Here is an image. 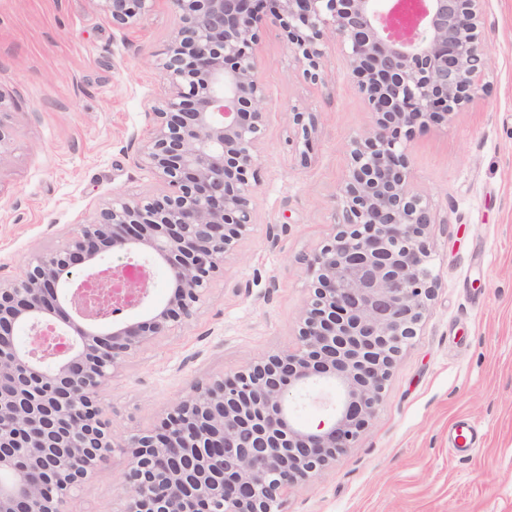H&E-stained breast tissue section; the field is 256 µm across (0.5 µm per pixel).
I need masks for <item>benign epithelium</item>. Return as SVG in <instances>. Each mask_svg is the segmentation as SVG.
I'll return each mask as SVG.
<instances>
[{"label":"benign epithelium","mask_w":512,"mask_h":512,"mask_svg":"<svg viewBox=\"0 0 512 512\" xmlns=\"http://www.w3.org/2000/svg\"><path fill=\"white\" fill-rule=\"evenodd\" d=\"M98 2L128 28L155 0ZM168 3L178 28L161 62L166 108L143 146L163 191L112 201L22 278L0 282V476L10 480L0 512H66L117 451L127 454L120 512H281L291 488L354 447L434 295L437 219L413 184L407 142L480 90L484 0ZM272 27L312 81L324 44L343 45L376 115L353 141L338 230L305 260L313 281L298 345L193 386L154 428L117 436L104 406L110 378L128 354L192 324L224 256L251 229L266 109L257 46ZM293 121L309 144L312 113ZM116 254L125 262L112 263ZM135 261L167 271L166 302L134 323L105 317L95 307L119 315L143 305L147 283L94 299L83 283L120 280ZM43 320L73 336L69 350L44 347ZM321 382L336 385V406L302 424L293 408Z\"/></svg>","instance_id":"7a95c632"}]
</instances>
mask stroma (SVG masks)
I'll return each instance as SVG.
<instances>
[{
  "instance_id": "obj_1",
  "label": "stroma",
  "mask_w": 512,
  "mask_h": 512,
  "mask_svg": "<svg viewBox=\"0 0 512 512\" xmlns=\"http://www.w3.org/2000/svg\"><path fill=\"white\" fill-rule=\"evenodd\" d=\"M177 19L166 0L127 29L96 0H0V280L22 276L116 198L158 193L142 159L164 108L159 68ZM483 91L407 144L415 185L438 220L435 295L348 455L294 487L284 512H512V0H485ZM267 102L253 226L224 259L191 326L130 354L105 391L114 434L154 427L195 384L294 348L309 298L304 260L333 234L355 138L375 116L344 47L328 42L321 80L303 76L280 29L262 33ZM313 113L310 145L293 115ZM460 418L485 437L456 457ZM126 458L71 495L70 512H117Z\"/></svg>"
}]
</instances>
